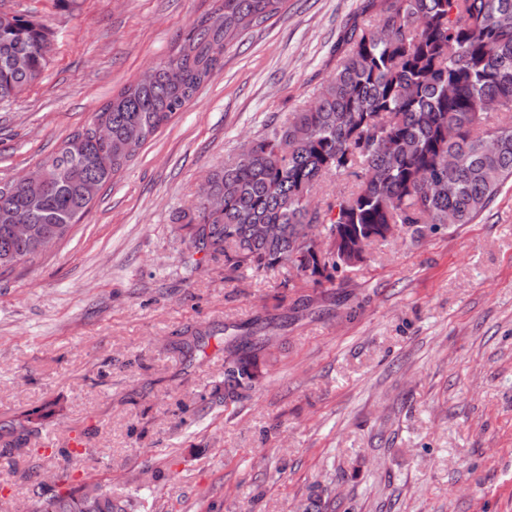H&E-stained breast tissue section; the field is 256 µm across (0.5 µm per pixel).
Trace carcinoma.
Instances as JSON below:
<instances>
[{
	"instance_id": "carcinoma-1",
	"label": "carcinoma",
	"mask_w": 512,
	"mask_h": 512,
	"mask_svg": "<svg viewBox=\"0 0 512 512\" xmlns=\"http://www.w3.org/2000/svg\"><path fill=\"white\" fill-rule=\"evenodd\" d=\"M284 3L214 0L150 79L122 87L60 142L47 158L42 195L0 182V276L34 264L39 240H65L96 202L85 196L87 185L114 180L224 66V53ZM371 8L345 33L336 70L314 100L253 137L247 156L231 154L211 173L218 206L198 202L176 217L187 271L222 258L226 280L284 268L293 283L332 287L353 268L351 246L367 251L389 238L392 224L418 237L447 229L450 217L470 224L512 179V0H371ZM53 36L27 14L0 25V102L40 79ZM18 52L29 57L25 71L9 65ZM169 67L180 70V83L170 82ZM100 124L111 127V139L96 138ZM328 175H354L360 184L312 211V194ZM15 211L31 216V237L14 235ZM261 224L277 232L262 236ZM318 225L327 240L315 255L308 236ZM267 329L239 324L224 337V383L214 399L234 403L255 388ZM214 335L197 328L182 349L199 351ZM42 419L0 425V456L20 449ZM93 491L95 512L131 509L98 486L59 494L39 482L33 512H84Z\"/></svg>"
}]
</instances>
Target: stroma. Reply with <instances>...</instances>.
Returning <instances> with one entry per match:
<instances>
[{
    "label": "stroma",
    "mask_w": 512,
    "mask_h": 512,
    "mask_svg": "<svg viewBox=\"0 0 512 512\" xmlns=\"http://www.w3.org/2000/svg\"><path fill=\"white\" fill-rule=\"evenodd\" d=\"M367 0H288L108 183L70 236L0 277V422L51 405L0 458V512L64 472L155 512H512V181L471 224L373 245L327 296L286 271L181 274L174 214L250 137L310 101ZM212 0H0L54 33L41 79L0 102V181L48 158ZM276 318L250 397L212 399L220 328ZM218 334L176 347L189 327ZM83 445L64 454L72 437Z\"/></svg>",
    "instance_id": "1"
}]
</instances>
